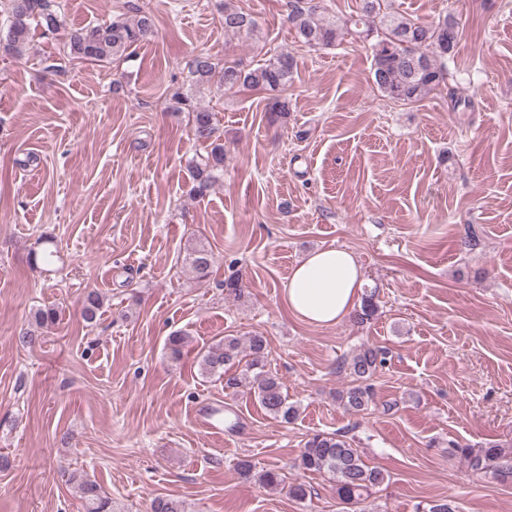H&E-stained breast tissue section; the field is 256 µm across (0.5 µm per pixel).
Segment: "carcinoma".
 <instances>
[{
    "label": "carcinoma",
    "mask_w": 512,
    "mask_h": 512,
    "mask_svg": "<svg viewBox=\"0 0 512 512\" xmlns=\"http://www.w3.org/2000/svg\"><path fill=\"white\" fill-rule=\"evenodd\" d=\"M289 20L298 41L309 47L328 48L341 40L343 31L353 26L352 33L368 43L372 54L371 78L383 95L399 102L419 101L447 81L448 61L454 59L459 38V23L452 13H445L437 21L424 24L399 17L388 11L385 0H362L361 14L346 24L320 14L318 0H289ZM134 17L123 14L95 26L73 30L67 34L66 46L76 58L103 62L123 54L133 44L148 42L157 37L154 16L133 7ZM6 33L0 36V49L7 54L21 55L27 50L32 28L42 27L56 32L63 25V17L52 8L51 0H7L4 9ZM224 31L234 35L250 36L256 23L250 14L224 3ZM295 59L289 53L276 54L254 68L238 64L224 67L215 63L208 54L194 58L191 73L198 84L217 82L230 90L246 86L269 92H277L292 77ZM173 110L191 113L192 128L196 139L210 143L211 149L191 166L193 191L201 195L224 172V144L216 136L214 113L192 104L191 98L177 90L171 95ZM188 261L196 276L205 279L214 263L212 250L199 243L189 249ZM103 307L99 292L89 290L82 300V318L87 323L97 321ZM378 313L374 294L365 295L360 310L354 318L359 323L372 320ZM37 325L50 333L58 321L54 308L40 309L35 314ZM267 340L260 334L248 337V374L239 377L229 375V367L235 364L243 350L235 336L223 340L206 350L200 360L202 372L224 379L227 388L246 387L253 390L265 413L284 422L295 419L298 409L288 402L274 375L263 370L262 358ZM385 351L365 346L346 362L350 375L358 384L341 393L339 399L348 411L360 412L372 400L371 387L365 384L378 367L385 362ZM453 454L466 461L474 471L490 473L496 478L512 477V448L491 444L484 448H472L455 443ZM303 472L329 474L336 483V494L342 503L360 512L362 504L373 488L384 483L385 473L368 466L358 449L354 448L342 432H317L305 443L294 462ZM239 471L246 478H257L270 489L283 485L282 473L276 469L256 470L250 461L239 463ZM86 512H112V499L106 496L94 481L82 479L78 483ZM149 512H183L179 501L164 496L154 497Z\"/></svg>",
    "instance_id": "cac0c4a2"
}]
</instances>
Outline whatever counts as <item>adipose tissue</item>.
<instances>
[{
  "label": "adipose tissue",
  "mask_w": 512,
  "mask_h": 512,
  "mask_svg": "<svg viewBox=\"0 0 512 512\" xmlns=\"http://www.w3.org/2000/svg\"><path fill=\"white\" fill-rule=\"evenodd\" d=\"M363 285L354 255L335 247L309 253L295 265L285 288L289 309L300 319L327 326L355 310Z\"/></svg>",
  "instance_id": "ef3b65f1"
}]
</instances>
